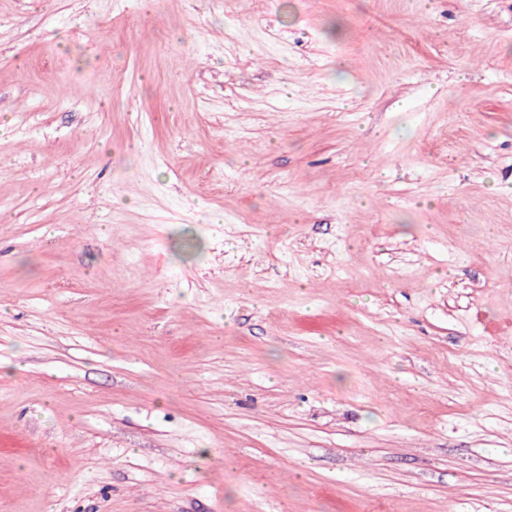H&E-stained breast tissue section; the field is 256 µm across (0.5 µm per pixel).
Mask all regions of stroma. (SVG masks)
I'll use <instances>...</instances> for the list:
<instances>
[{
    "label": "stroma",
    "mask_w": 512,
    "mask_h": 512,
    "mask_svg": "<svg viewBox=\"0 0 512 512\" xmlns=\"http://www.w3.org/2000/svg\"><path fill=\"white\" fill-rule=\"evenodd\" d=\"M0 512H512V0H0Z\"/></svg>",
    "instance_id": "35a3bbf8"
}]
</instances>
